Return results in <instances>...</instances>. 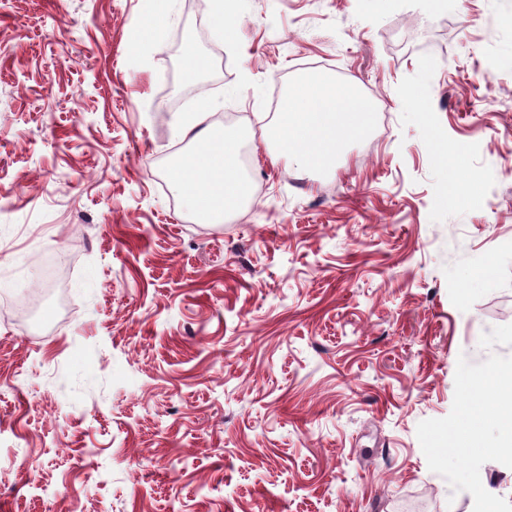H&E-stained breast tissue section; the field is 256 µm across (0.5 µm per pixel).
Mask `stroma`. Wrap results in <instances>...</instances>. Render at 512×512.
Wrapping results in <instances>:
<instances>
[{"label":"stroma","mask_w":512,"mask_h":512,"mask_svg":"<svg viewBox=\"0 0 512 512\" xmlns=\"http://www.w3.org/2000/svg\"><path fill=\"white\" fill-rule=\"evenodd\" d=\"M213 7L0 0V512H512V0H236L231 45ZM316 72L377 112L308 173L263 133ZM205 104L221 222L168 179ZM179 131L183 137L192 135L200 146L169 169L170 182L186 198L192 213L222 221L249 196L238 164L241 133L229 127L215 130L195 120L183 122Z\"/></svg>","instance_id":"35a3bbf8"}]
</instances>
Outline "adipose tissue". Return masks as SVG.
<instances>
[{"label":"adipose tissue","mask_w":512,"mask_h":512,"mask_svg":"<svg viewBox=\"0 0 512 512\" xmlns=\"http://www.w3.org/2000/svg\"><path fill=\"white\" fill-rule=\"evenodd\" d=\"M373 117V105L353 86L315 74L289 87L267 136L276 143L278 156L320 169L335 158L341 142L364 135ZM179 131L192 137L198 148L170 168V182L186 198L192 213L208 221L223 220L249 196L238 164L241 134L234 128L216 130L193 120L183 122Z\"/></svg>","instance_id":"ef3b65f1"}]
</instances>
